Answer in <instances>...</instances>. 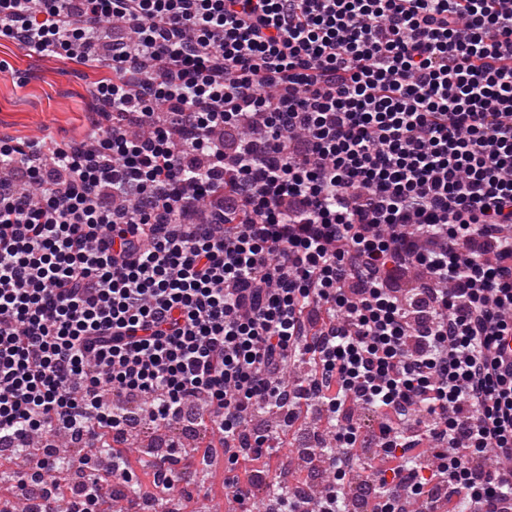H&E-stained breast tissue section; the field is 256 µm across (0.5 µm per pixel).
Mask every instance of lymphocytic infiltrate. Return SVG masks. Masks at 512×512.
<instances>
[{
	"label": "lymphocytic infiltrate",
	"instance_id": "f902f5d3",
	"mask_svg": "<svg viewBox=\"0 0 512 512\" xmlns=\"http://www.w3.org/2000/svg\"><path fill=\"white\" fill-rule=\"evenodd\" d=\"M107 18L137 36L111 122L0 143L41 191L0 176V442L83 437L95 512L103 429L200 405L258 449L253 406L317 400L332 480L281 512H348L355 407L396 462L377 512H512V0H0V36L82 64Z\"/></svg>",
	"mask_w": 512,
	"mask_h": 512
}]
</instances>
